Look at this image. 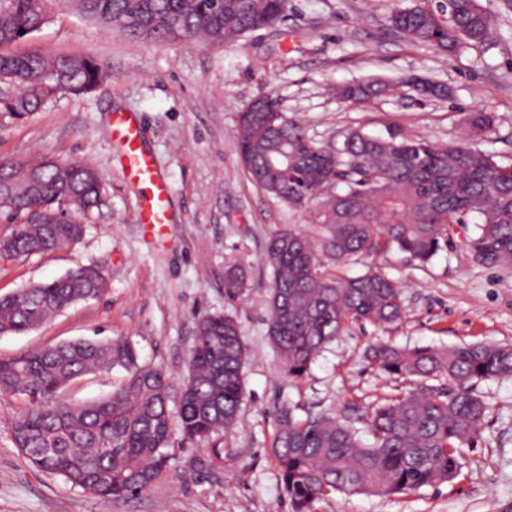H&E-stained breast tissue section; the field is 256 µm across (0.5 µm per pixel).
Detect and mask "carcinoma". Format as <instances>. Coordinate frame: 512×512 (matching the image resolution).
<instances>
[{
    "label": "carcinoma",
    "mask_w": 512,
    "mask_h": 512,
    "mask_svg": "<svg viewBox=\"0 0 512 512\" xmlns=\"http://www.w3.org/2000/svg\"><path fill=\"white\" fill-rule=\"evenodd\" d=\"M79 15L122 30L132 40L162 43L203 38L222 44L285 18L288 0H68ZM54 0H0V112L24 117L61 93L99 88L103 67L90 58L15 53L9 47L50 21ZM388 21L404 37L448 55L484 50L494 26L480 0H393ZM383 89L379 82L345 85L340 97L362 102ZM491 112L466 118V134L434 144L400 132L347 133L325 147L281 112H243L236 130L240 158L250 178L275 157L288 158V175L271 180L268 194L293 208L315 206L320 236L293 228L269 241L264 261L272 270L267 335L280 369L300 382L321 350L354 324L386 325L404 314L403 288L377 266L350 277L352 258L395 248L411 262L429 263L449 242L450 230L478 215L477 232L465 238L469 259L512 269V167L474 149L469 140L492 130ZM97 171L82 162L48 157L0 165V214L18 224L0 249L8 259L61 248L79 239L101 206ZM246 285L243 268L227 266L231 297ZM106 278L82 266L49 282L0 297V334H22L75 303L97 298ZM247 349L237 321L207 314L188 373L174 390L160 367L139 362L125 338L78 339L0 360V395L22 401L11 430L15 447L35 469L60 477L101 501L147 492L164 475L173 437L205 441L212 465L224 462L215 437L236 422L245 394ZM381 374L412 384L351 415L280 412L271 453L293 512H313L333 494L410 495L453 482L462 470V448L474 443L487 405L482 381L512 378V346L475 342L448 348H406L386 342L366 350ZM125 372L108 396L75 404L63 396L94 372ZM364 424L366 443L352 421Z\"/></svg>",
    "instance_id": "obj_1"
}]
</instances>
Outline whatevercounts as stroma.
<instances>
[{"label": "stroma", "instance_id": "1", "mask_svg": "<svg viewBox=\"0 0 512 512\" xmlns=\"http://www.w3.org/2000/svg\"><path fill=\"white\" fill-rule=\"evenodd\" d=\"M496 33L485 51L453 57L392 31L390 0H288L276 27L216 45L203 41L134 42L122 32L61 8L18 51L95 59L111 75L97 92L65 94L23 119L0 115V162L49 156L92 165L104 204L84 235L62 248L0 259V296L48 282L82 265L102 268L100 297L78 302L37 329L0 335V359L79 338H127L139 360L161 367L180 386L200 318L235 317L248 355L238 420L221 438L224 463L211 465L199 443L176 441L170 468L151 490L103 502L37 471L12 440L19 398L0 395V512H292L271 455L277 415L294 404L342 413L395 388L375 372L368 343L445 348L462 343L512 345V272L473 264L462 242L474 224L455 227V244L425 265L396 250L350 260L345 274L375 265L399 281L406 313L386 326H352L318 355L307 377L281 374L267 338L270 239L288 228L317 235L313 211L293 209L248 177L238 153L240 112L272 95L308 135L333 146L353 128L382 135L398 129L436 143L459 138L468 113L493 112V129L473 147L512 166V6L480 0ZM439 84L446 96L415 95L411 78ZM377 81L378 97L349 103L338 88ZM132 112L141 140L168 186L173 222L144 231L145 185L131 180L112 137V115ZM246 272L237 299L224 288L230 258ZM121 370L94 373L67 389L83 403L110 394ZM488 406L477 441L465 449L461 476L408 496L332 495L314 512H505L512 505V379L478 386Z\"/></svg>", "mask_w": 512, "mask_h": 512}]
</instances>
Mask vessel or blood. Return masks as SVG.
Returning <instances> with one entry per match:
<instances>
[{"mask_svg":"<svg viewBox=\"0 0 512 512\" xmlns=\"http://www.w3.org/2000/svg\"><path fill=\"white\" fill-rule=\"evenodd\" d=\"M112 135L124 147L125 168L129 177L152 187V196L141 211V223L153 227L169 223L170 216L166 207L167 187L151 155L141 144L137 117L131 113L113 114Z\"/></svg>","mask_w":512,"mask_h":512,"instance_id":"vessel-or-blood-1","label":"vessel or blood"}]
</instances>
